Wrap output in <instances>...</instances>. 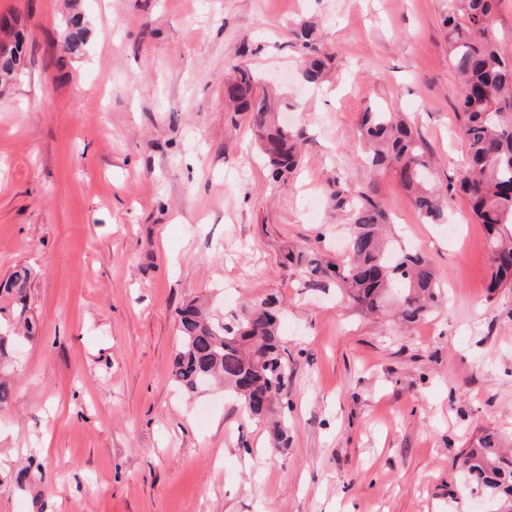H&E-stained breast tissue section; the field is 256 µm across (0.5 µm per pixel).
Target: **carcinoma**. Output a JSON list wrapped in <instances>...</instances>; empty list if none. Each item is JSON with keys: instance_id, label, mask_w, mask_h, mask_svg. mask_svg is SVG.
Returning a JSON list of instances; mask_svg holds the SVG:
<instances>
[{"instance_id": "obj_1", "label": "carcinoma", "mask_w": 512, "mask_h": 512, "mask_svg": "<svg viewBox=\"0 0 512 512\" xmlns=\"http://www.w3.org/2000/svg\"><path fill=\"white\" fill-rule=\"evenodd\" d=\"M496 0H448V58L463 82L456 104L459 133L466 158L454 181L436 184L427 144L405 119L376 106L360 113L359 130L373 167L392 168L411 204L428 224H443L447 198L464 196L491 244L489 288H512V59L505 56L493 32ZM88 29L80 15L66 24L63 48L80 53ZM297 39L305 53L303 79L324 82L333 55L322 52L313 28L302 25ZM19 47L0 51V81L8 83L20 69ZM224 98L237 112L249 113L259 150L276 181L286 178L298 163L294 134L273 119L278 100L259 89L248 69L235 65L224 82ZM333 210L346 217L348 260L340 265L316 255L300 256L312 283L336 279L349 299L364 313L384 311L395 301L399 317L415 323L429 316L441 299V275L421 254L397 238L388 239L389 217L365 191L342 188L330 193ZM30 272L22 268L0 283V291L19 306L13 320L22 323L24 338L35 334L36 322L26 315ZM282 308L268 295L245 303L220 321L189 304L179 310V346L173 379L194 393L222 383L243 412L263 420L278 414L270 436L288 444V347L279 334ZM467 479L491 498L512 501V456L499 451L492 433L479 437L464 453Z\"/></svg>"}]
</instances>
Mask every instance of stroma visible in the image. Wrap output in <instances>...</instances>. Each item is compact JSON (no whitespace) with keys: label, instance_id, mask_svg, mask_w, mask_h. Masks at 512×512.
Instances as JSON below:
<instances>
[{"label":"stroma","instance_id":"obj_1","mask_svg":"<svg viewBox=\"0 0 512 512\" xmlns=\"http://www.w3.org/2000/svg\"><path fill=\"white\" fill-rule=\"evenodd\" d=\"M70 4L0 0L24 41L0 87V280L30 269L39 325L0 367V512H499L460 464L488 432L512 447V288L490 290L463 197L424 223L358 151L379 105L424 137L439 185L456 176L448 0H80L77 55L61 49ZM306 21L336 56L319 87L297 79ZM232 62L300 137L287 184L224 105ZM335 185L377 199L441 272L428 318L364 314L292 261L344 262ZM268 294L291 353L284 448L223 389L172 381L177 307L220 318Z\"/></svg>","mask_w":512,"mask_h":512}]
</instances>
